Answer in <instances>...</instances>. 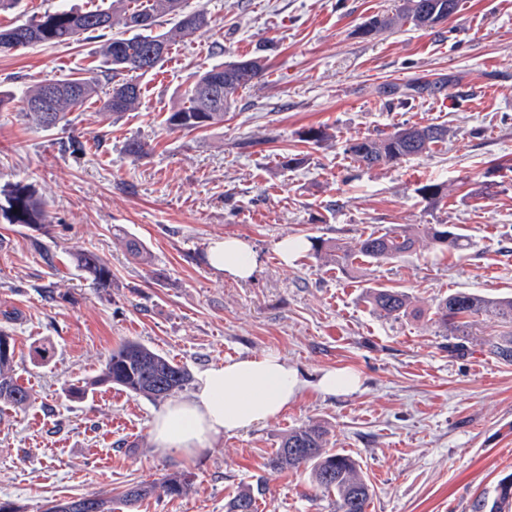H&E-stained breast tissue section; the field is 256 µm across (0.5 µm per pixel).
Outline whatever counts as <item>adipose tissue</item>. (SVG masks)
<instances>
[{
    "mask_svg": "<svg viewBox=\"0 0 512 512\" xmlns=\"http://www.w3.org/2000/svg\"><path fill=\"white\" fill-rule=\"evenodd\" d=\"M212 267L239 280L250 278L258 257L250 243L238 236L214 241L208 250ZM357 376L345 369L324 372L308 384L279 354L229 359L197 375L191 393L167 403L151 425L157 448L187 460L205 454L224 435L271 420L293 404L303 389L314 386L333 395L352 391Z\"/></svg>",
    "mask_w": 512,
    "mask_h": 512,
    "instance_id": "ef3b65f1",
    "label": "adipose tissue"
}]
</instances>
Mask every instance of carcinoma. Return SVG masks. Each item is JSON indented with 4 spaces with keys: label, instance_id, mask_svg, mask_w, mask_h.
<instances>
[{
    "label": "carcinoma",
    "instance_id": "1",
    "mask_svg": "<svg viewBox=\"0 0 512 512\" xmlns=\"http://www.w3.org/2000/svg\"><path fill=\"white\" fill-rule=\"evenodd\" d=\"M459 0H403L397 14H375L363 20L357 33L370 38L398 23H410L420 29L433 28L448 20V13H457ZM173 19L172 27L155 34L163 17ZM121 26L133 35L112 37L102 41L99 55L107 65L104 74L65 77L40 84L16 96L0 90V109L19 108L36 127L50 130L65 128L67 114L80 109L98 96L99 77L111 84L103 100V111L114 118L131 110L141 97V85L129 74L146 75L157 68L168 54L170 46L180 38L212 27L210 14L199 9L186 12L183 0H112V9L80 10L61 7L46 11L21 24L0 26V52L13 53L46 44L80 41L81 37L104 36L114 26ZM267 65L260 57L249 59V68L237 69V62L216 64L204 70L188 94V104L168 113L170 129L198 130L224 122V113L231 109L239 91L252 86L265 73ZM300 141L321 146L332 138L325 126L309 127L299 133ZM448 140V128L438 124L402 126L383 136H363L345 141L344 153L362 169L397 164L407 158L429 153L434 146ZM414 193L429 205L445 197L444 185L433 181L420 182ZM0 217L9 224H28L39 228L49 224L45 203L35 188L15 183L0 190ZM424 231L432 241L449 252L462 248L461 236L446 224H427ZM416 231L397 226L380 235L370 234L360 240L358 254L370 262L394 260L412 252ZM327 249L334 253L336 264L347 267L351 254L325 240L315 242L317 252ZM75 266L95 288H105L112 281L108 262L99 254L78 250L72 254ZM369 303L381 315L397 318L406 313L408 296L392 288H373ZM437 322L449 328L456 337L470 335L472 319L485 316L512 324V298H487L469 292H455L439 300ZM489 350L506 361H512V336L487 342ZM15 345L12 336L0 330V404L14 409L26 408L32 400L28 387L20 384L14 373ZM190 380L188 371L173 360L136 340H126L112 349L101 374L69 393L83 395L100 384H112L125 391L150 399L165 398L183 388ZM327 431L319 424L293 428L269 456V468L281 472L309 471L314 487L334 497V512H368L372 491L361 467L353 457L327 448ZM160 489L169 496H179L187 490L180 476L169 474L159 482L129 485L121 493L127 508L134 507L151 492ZM496 499L489 512H502L500 504L512 502V474L501 479ZM78 512H112V498L99 495L79 497ZM227 512H257V498L251 489L238 493L227 505Z\"/></svg>",
    "mask_w": 512,
    "mask_h": 512
}]
</instances>
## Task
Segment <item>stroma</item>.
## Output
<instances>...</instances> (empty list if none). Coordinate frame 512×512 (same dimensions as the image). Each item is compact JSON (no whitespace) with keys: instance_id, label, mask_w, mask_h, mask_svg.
Listing matches in <instances>:
<instances>
[{"instance_id":"obj_1","label":"stroma","mask_w":512,"mask_h":512,"mask_svg":"<svg viewBox=\"0 0 512 512\" xmlns=\"http://www.w3.org/2000/svg\"><path fill=\"white\" fill-rule=\"evenodd\" d=\"M402 0H185L206 9L211 29L173 45L161 67L140 76L142 95L119 119L101 99L69 116L66 130L32 127L17 109L0 112V188L23 181L47 203L48 230L0 223V329L15 343V373L31 404L0 416V500L42 512L50 500L106 494L112 512H226L242 489L258 488L259 512H332L306 471L266 465L290 429L318 423L329 446L353 456L373 495L368 512H474L512 474V362L486 341L512 332L478 318L463 350L437 323L438 301L455 291L512 296V0H460L433 29L395 27L356 35L374 13ZM100 39L0 54V88L85 73ZM263 55L269 67L240 91L223 124L196 131L165 126L198 74ZM434 92L385 95L426 80ZM441 124L439 151L374 170L355 168L345 139L402 124ZM328 125L314 147L304 128ZM151 146L128 157L130 138ZM80 142L77 151L69 141ZM251 141L240 149L241 141ZM299 153V168L278 167ZM432 179L449 196L415 194ZM494 184L468 196L467 184ZM445 224L467 246L441 252L423 234ZM418 228L404 257L342 269L324 253L280 260L283 237L355 249L367 234ZM237 235L258 255L252 280L226 278L207 260L213 241ZM145 257L130 255L127 244ZM88 249L112 269L92 288L70 259ZM408 293L406 316L373 311L369 288ZM135 339L190 375L227 359L275 352L315 380L348 368L347 394L304 390L278 417L225 435L187 461L155 448L151 423L163 403L103 384L83 399L67 389L99 375L112 349ZM49 348L48 361L31 350ZM188 476L179 497L155 492L134 510L116 496L132 483Z\"/></svg>"}]
</instances>
